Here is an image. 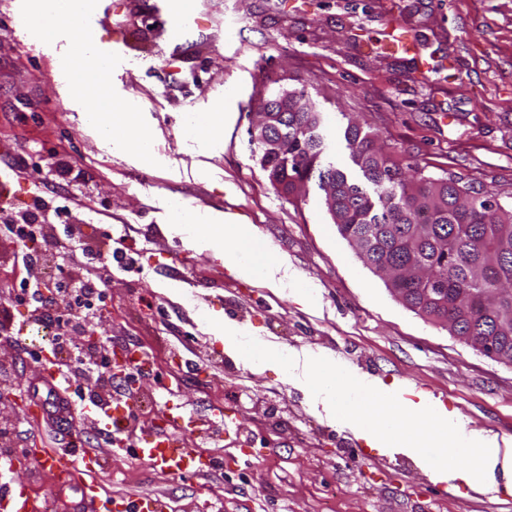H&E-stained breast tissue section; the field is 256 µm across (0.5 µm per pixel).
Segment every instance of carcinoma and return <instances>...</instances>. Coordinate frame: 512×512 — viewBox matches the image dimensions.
Listing matches in <instances>:
<instances>
[{"mask_svg":"<svg viewBox=\"0 0 512 512\" xmlns=\"http://www.w3.org/2000/svg\"><path fill=\"white\" fill-rule=\"evenodd\" d=\"M267 103L269 142L256 145L259 164L275 189L294 194L312 181L340 235L375 276L383 266L420 264L437 276L448 307L426 312L447 321L458 336H495L512 353V306L482 297L493 288H512V207L489 200L455 175L434 177L402 166L352 117L343 137L353 164L371 185L324 163V137L315 102L296 91H278ZM406 294L421 314L425 297L412 282L386 283Z\"/></svg>","mask_w":512,"mask_h":512,"instance_id":"obj_1","label":"carcinoma"}]
</instances>
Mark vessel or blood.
<instances>
[{
	"label": "vessel or blood",
	"instance_id": "b4317fda",
	"mask_svg": "<svg viewBox=\"0 0 512 512\" xmlns=\"http://www.w3.org/2000/svg\"><path fill=\"white\" fill-rule=\"evenodd\" d=\"M190 16L181 11L176 0H166L158 12V20L168 42H176L187 27ZM41 380L48 390L56 391L61 373L57 358L52 357V345L39 346ZM135 404L124 375H117L112 401L102 406L83 402L70 405L65 413L72 430L94 428L109 444L108 452L86 446L66 448L45 438L32 448L31 463L52 462L60 476L78 484L81 500L78 512H170V505L158 495L105 496L101 493L98 475L104 467L105 455L132 456L168 475L183 478L207 475L216 467L210 455L195 448V441L204 434L195 420L186 419L179 406L167 405L159 412L161 425L154 432L134 435L129 413Z\"/></svg>",
	"mask_w": 512,
	"mask_h": 512
}]
</instances>
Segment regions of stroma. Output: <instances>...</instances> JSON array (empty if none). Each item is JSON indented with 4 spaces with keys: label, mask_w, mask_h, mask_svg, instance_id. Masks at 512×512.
Instances as JSON below:
<instances>
[{
    "label": "stroma",
    "mask_w": 512,
    "mask_h": 512,
    "mask_svg": "<svg viewBox=\"0 0 512 512\" xmlns=\"http://www.w3.org/2000/svg\"><path fill=\"white\" fill-rule=\"evenodd\" d=\"M193 20L176 49L133 0H100L88 34L44 32L29 46L15 32L13 0H0V171L20 163L9 202L22 208L62 157L96 187L79 210L91 237L124 238L137 263L114 272L101 338L145 352L154 372L138 390L136 425H159L171 401L195 413L224 407V458L210 478L176 479L135 459L110 458L101 475L114 495L162 494L172 512H512V459L483 488L438 483L403 448H374L334 418L303 381L305 357L328 353L355 374L444 403L463 427L512 448V367L476 352L397 301L332 223L317 187L286 195L271 185L249 130L266 90L307 93L325 137L324 161L353 169L342 139L355 118L378 144L428 174H454L512 203V0H182ZM413 44L386 46L390 23ZM127 46L106 63L109 101L137 103L145 143L88 130L90 96L74 93L60 61L85 47ZM224 113L223 126L209 124ZM226 213L250 225L247 252L261 271L279 268L289 290L236 278L224 245L197 249L176 234L172 208ZM313 285L314 305L294 288ZM245 326L257 341L287 348V371L249 366L224 349L207 319ZM14 389L0 423L24 452L28 384L38 368L0 339V366ZM6 484L25 486L54 512L81 494L50 467L19 466Z\"/></svg>",
    "instance_id": "obj_1"
}]
</instances>
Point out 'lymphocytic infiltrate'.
I'll use <instances>...</instances> for the list:
<instances>
[{"mask_svg": "<svg viewBox=\"0 0 512 512\" xmlns=\"http://www.w3.org/2000/svg\"><path fill=\"white\" fill-rule=\"evenodd\" d=\"M0 222L9 225L20 244L17 250L0 252V266L15 272L11 297L0 304V335L13 336L17 306H29L30 321L53 328L65 378L94 375L93 389H75V396L91 402L109 397L115 378L111 346L92 342L74 350L70 339L84 337L90 317L106 308L113 268L132 270L135 258L123 248L104 251L85 241L71 194L60 199L35 193L23 208H1ZM26 242L43 243L41 255L23 250ZM75 251L82 254L74 262L77 275L56 270L57 258Z\"/></svg>", "mask_w": 512, "mask_h": 512, "instance_id": "lymphocytic-infiltrate-1", "label": "lymphocytic infiltrate"}]
</instances>
